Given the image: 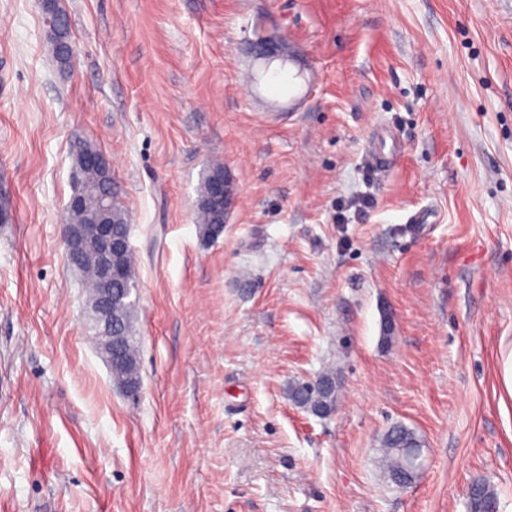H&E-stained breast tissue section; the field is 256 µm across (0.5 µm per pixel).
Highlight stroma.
I'll return each mask as SVG.
<instances>
[{"mask_svg": "<svg viewBox=\"0 0 512 512\" xmlns=\"http://www.w3.org/2000/svg\"><path fill=\"white\" fill-rule=\"evenodd\" d=\"M59 2L66 66L37 0H0V512H468L477 480L512 512V0ZM78 140L131 224L135 400L65 262ZM329 367L335 412L296 407ZM397 424L423 442L403 489ZM51 25L56 28V37H50L49 48L53 57L59 58L64 53L63 40L70 38L67 19L63 12L58 8L55 15L51 18ZM62 60V59H61ZM92 150H98L99 152L86 154L78 162L74 163V178H78L81 174L82 169L88 165L97 164L100 167L112 170V161L105 154L94 145L84 141L83 143H77L74 145L73 152L76 157L79 153H88ZM223 173V181L220 178L214 181L211 199L218 207H222L224 204V223L218 222L206 201L200 203L199 200L197 205V223L203 238L207 240L218 239L224 232V224H226L227 216L234 204L235 190L229 175L220 164H214L209 168L202 182L201 197H208L213 178L223 175ZM382 447L384 471L387 479L393 483L394 475L402 471L407 464L416 466L417 457H421V441L414 431L404 425L391 427L382 439ZM396 448L411 449L408 455L402 456Z\"/></svg>", "mask_w": 512, "mask_h": 512, "instance_id": "35a3bbf8", "label": "stroma"}]
</instances>
